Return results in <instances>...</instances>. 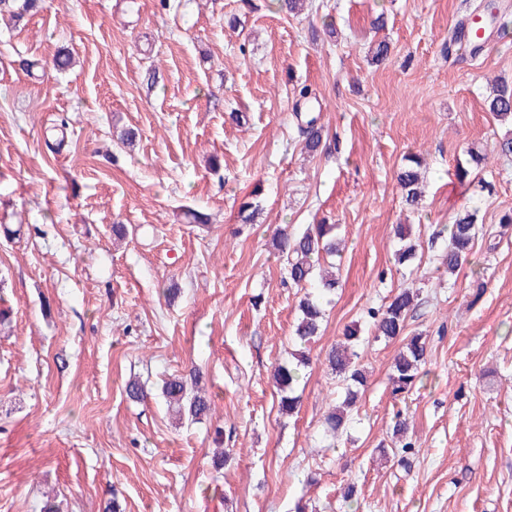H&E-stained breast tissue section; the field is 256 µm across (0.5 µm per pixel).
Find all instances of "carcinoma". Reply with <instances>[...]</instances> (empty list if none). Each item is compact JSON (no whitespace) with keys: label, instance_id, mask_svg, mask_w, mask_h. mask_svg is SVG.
I'll use <instances>...</instances> for the list:
<instances>
[{"label":"carcinoma","instance_id":"carcinoma-1","mask_svg":"<svg viewBox=\"0 0 512 512\" xmlns=\"http://www.w3.org/2000/svg\"><path fill=\"white\" fill-rule=\"evenodd\" d=\"M485 107L501 124L512 127V86L507 83L494 86L485 99ZM299 131L304 137L302 149L309 154L316 153L322 140V127L318 126L317 119L309 118L299 127ZM420 166V157L409 156L397 174L405 203L413 208L421 205L423 197ZM477 212L476 205L466 209L456 214L453 223L432 233L433 239L443 243V265L450 277L469 263L475 241L482 229V225L477 223ZM394 234L400 242L394 254L395 263L412 266L417 259L418 248L411 239L410 226L397 224ZM272 245L277 255L285 261L288 283L303 291L298 304L300 317L293 336V342L299 349L291 352L296 364L278 363L273 369V377L281 393L280 409L292 415L298 412L301 403L302 394L298 393L301 369L309 366L305 348L319 334L325 317V297L339 287V278L329 271L321 270V267L327 260L340 255V242L336 237V225L310 224L297 234H290L284 229L276 230ZM418 296V289L410 285L403 286L388 303L371 307L367 311L374 339L382 338L390 342L401 338L404 341L390 366L389 383L395 393L408 391L415 386L427 360L426 338L420 334L404 335ZM360 341L359 331L348 328L344 332V340L332 346L327 353V365L345 383L340 402L329 406L323 421L324 432L334 438L348 433L349 425L353 422L352 411L357 408L367 383V372L357 363ZM162 394L176 408L181 420L196 422L211 410L210 400L188 389L186 381L181 377L164 381ZM410 429V417L401 412L396 413L392 435L398 439L399 445L392 448V454L402 463L405 462V454L415 447L414 442L407 440Z\"/></svg>","mask_w":512,"mask_h":512}]
</instances>
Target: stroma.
<instances>
[{
    "label": "stroma",
    "instance_id": "stroma-1",
    "mask_svg": "<svg viewBox=\"0 0 512 512\" xmlns=\"http://www.w3.org/2000/svg\"><path fill=\"white\" fill-rule=\"evenodd\" d=\"M483 2L307 0L292 15L278 0H42L0 17V512H348L351 484L359 512H512V156L484 108L490 80L512 82V40L476 58L448 45ZM300 110L323 128L311 156ZM471 147L488 160L462 183ZM414 154L412 210L397 173ZM473 203L485 233L451 288L431 234ZM309 224L336 225L345 249L288 416L271 370L301 293L272 234ZM396 224L413 227V267L394 261ZM404 283L420 290L407 331L430 352L396 394L399 344L374 340L364 312ZM350 326L368 388L333 442L325 353ZM193 367L212 409L181 423L161 386ZM133 380L151 400L128 396ZM398 412L414 424L406 468L378 450Z\"/></svg>",
    "mask_w": 512,
    "mask_h": 512
}]
</instances>
